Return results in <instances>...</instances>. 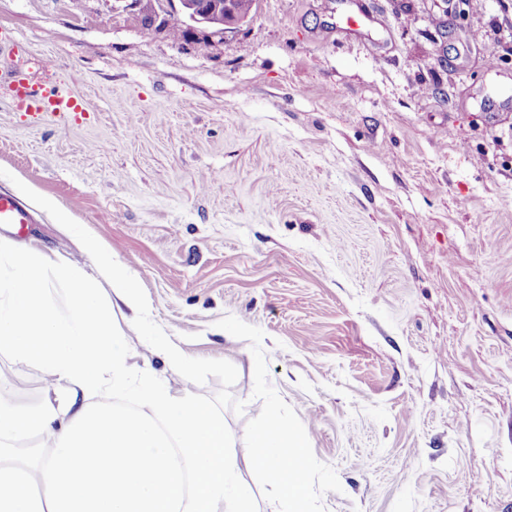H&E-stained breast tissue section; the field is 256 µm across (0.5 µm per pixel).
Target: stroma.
<instances>
[{"label":"stroma","mask_w":512,"mask_h":512,"mask_svg":"<svg viewBox=\"0 0 512 512\" xmlns=\"http://www.w3.org/2000/svg\"><path fill=\"white\" fill-rule=\"evenodd\" d=\"M175 16L0 0V71L93 104L41 118L0 85V192L54 202L182 353L236 367L234 445L278 411L306 443L302 512H512V0H256L180 43ZM21 203L32 223L0 237L99 280L129 367L170 377ZM44 378L0 356L20 400Z\"/></svg>","instance_id":"stroma-1"}]
</instances>
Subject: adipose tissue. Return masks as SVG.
<instances>
[{
	"mask_svg": "<svg viewBox=\"0 0 512 512\" xmlns=\"http://www.w3.org/2000/svg\"><path fill=\"white\" fill-rule=\"evenodd\" d=\"M243 455L275 486L269 512H298L306 488V471L301 467L290 476L283 465L287 458L301 463L306 459L305 444L297 433L283 419L263 417L254 427Z\"/></svg>",
	"mask_w": 512,
	"mask_h": 512,
	"instance_id": "ef3b65f1",
	"label": "adipose tissue"
}]
</instances>
